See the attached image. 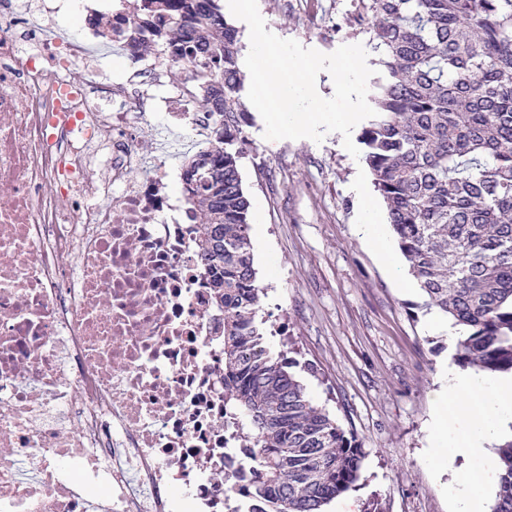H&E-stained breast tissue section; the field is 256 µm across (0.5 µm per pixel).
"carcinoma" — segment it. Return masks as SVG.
<instances>
[{"instance_id":"carcinoma-1","label":"carcinoma","mask_w":512,"mask_h":512,"mask_svg":"<svg viewBox=\"0 0 512 512\" xmlns=\"http://www.w3.org/2000/svg\"><path fill=\"white\" fill-rule=\"evenodd\" d=\"M131 55L173 47L199 59L201 108L224 114L215 147L189 158L197 248L224 307V393L244 421V472L225 479L234 512H324L356 486L364 458L310 398L297 361L268 348L257 322L238 31L218 0H123ZM377 58L363 157L424 306L463 327L458 366L512 374V0H358L353 17ZM493 512H512V437L496 448Z\"/></svg>"}]
</instances>
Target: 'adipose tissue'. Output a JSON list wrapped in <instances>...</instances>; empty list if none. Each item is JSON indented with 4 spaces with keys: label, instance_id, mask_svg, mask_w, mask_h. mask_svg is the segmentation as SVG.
I'll list each match as a JSON object with an SVG mask.
<instances>
[{
    "label": "adipose tissue",
    "instance_id": "obj_1",
    "mask_svg": "<svg viewBox=\"0 0 512 512\" xmlns=\"http://www.w3.org/2000/svg\"><path fill=\"white\" fill-rule=\"evenodd\" d=\"M438 398L440 402L451 405L469 400L480 411L475 418L466 413L460 414L451 425L438 419L431 424V435L436 442L445 441L452 432L458 437L455 448L436 456L435 464L439 469L452 473L460 486L458 512H471L474 491L463 463L486 443L505 437L504 419L512 410V375L490 377L472 370L452 368L448 371V385L439 392Z\"/></svg>",
    "mask_w": 512,
    "mask_h": 512
}]
</instances>
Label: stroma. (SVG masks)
Segmentation results:
<instances>
[{"mask_svg": "<svg viewBox=\"0 0 512 512\" xmlns=\"http://www.w3.org/2000/svg\"><path fill=\"white\" fill-rule=\"evenodd\" d=\"M258 9L267 30L326 54L368 42L351 23L354 0H258ZM244 129L239 170L267 343L279 352L293 339L296 375L364 454L357 485L325 512H453L459 487L433 463L429 424L449 414L435 395L455 348L404 258L382 264L358 232L367 209L388 221L361 151L335 133L266 139L252 106Z\"/></svg>", "mask_w": 512, "mask_h": 512, "instance_id": "35a3bbf8", "label": "stroma"}]
</instances>
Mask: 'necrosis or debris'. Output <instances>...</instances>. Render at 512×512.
Masks as SVG:
<instances>
[{"mask_svg":"<svg viewBox=\"0 0 512 512\" xmlns=\"http://www.w3.org/2000/svg\"><path fill=\"white\" fill-rule=\"evenodd\" d=\"M88 0L0 5V512H233L224 309L156 116L214 146L197 67L86 70Z\"/></svg>","mask_w":512,"mask_h":512,"instance_id":"obj_1","label":"necrosis or debris"}]
</instances>
